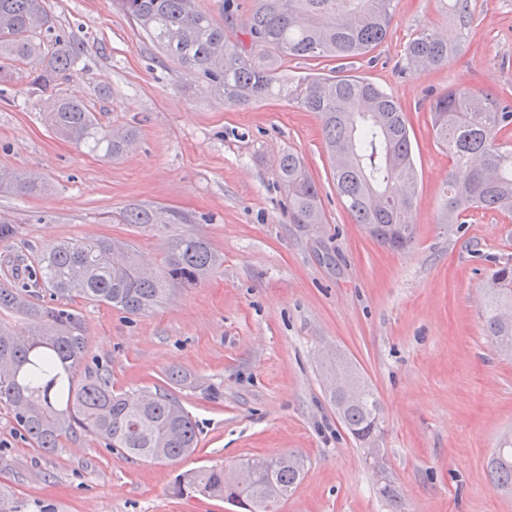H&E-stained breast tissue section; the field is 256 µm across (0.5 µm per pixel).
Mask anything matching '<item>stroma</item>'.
Returning a JSON list of instances; mask_svg holds the SVG:
<instances>
[{"mask_svg": "<svg viewBox=\"0 0 512 512\" xmlns=\"http://www.w3.org/2000/svg\"><path fill=\"white\" fill-rule=\"evenodd\" d=\"M45 4L57 33L82 51L53 93L84 102L103 132L135 127L137 140L120 158L102 157L47 126L45 96L27 76L0 91V166L44 185L35 195L0 189V214L20 226L0 242V281L41 294L11 257L32 265L48 244L83 238L127 239L156 267L174 238L191 234L222 263L140 316L76 305L85 363L107 370L114 390H151L181 371L169 391L197 425L195 453L137 461L84 432L44 453L0 406V487L20 512H236L173 495L176 476L285 452L302 455L306 473L279 512H512L488 469L512 434V357L487 336L482 299L495 265L512 256V222L474 211L454 229L440 224L451 161L428 113L453 87L512 92V0H476L461 52L435 69L408 67L405 49L423 28L454 32L444 0H398L392 35L349 66L393 96L409 123L416 239L400 252L353 223L314 113L280 98L242 107L209 95L116 0ZM287 150L320 188V227L288 221L276 165ZM132 205L164 210L170 222L119 223ZM332 350L380 402L378 445L399 508L377 496L367 451L329 400L322 362Z\"/></svg>", "mask_w": 512, "mask_h": 512, "instance_id": "obj_1", "label": "stroma"}]
</instances>
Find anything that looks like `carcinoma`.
Returning a JSON list of instances; mask_svg holds the SVG:
<instances>
[{
	"mask_svg": "<svg viewBox=\"0 0 512 512\" xmlns=\"http://www.w3.org/2000/svg\"><path fill=\"white\" fill-rule=\"evenodd\" d=\"M124 13L161 50L189 73L207 80L210 91L234 106H248L277 95L315 113L321 125L336 192L352 221L378 245L404 250L415 238L406 212L416 196L417 174L406 115L392 96L355 75H305L290 82L281 73L290 58L336 60L343 64L365 55L389 37L397 0H253L241 38L230 42L233 0H224V23L202 11L196 0H119ZM448 10L465 30L473 0H449ZM460 44L427 28L409 42L408 64L436 68L448 63ZM80 57L78 45L56 33L42 0H0V83L13 79L14 63L28 66L32 89L43 91L65 78ZM436 143L452 165L446 182L441 223L457 224L471 210H491L512 217V97L450 88L430 103ZM60 137L88 146L107 158L124 154L135 139L101 133L86 105L53 99L45 112ZM277 176L287 192L292 224H321L319 188L304 159L293 151L281 155ZM0 188L39 193L35 177L21 180L0 167ZM121 222L165 224L163 211L131 207ZM221 262L209 243L197 236L177 238L159 274H139L142 259L122 239L103 237L63 241L48 246L34 275L53 298L45 302L29 290L0 283V405L12 411L17 426L41 451L53 452L67 435L79 431L118 448L135 459L176 460L194 452L196 425L182 405L158 387L155 391L115 392L97 371L76 377L85 358L82 317L73 303L105 304L142 315L157 306L173 286H195ZM486 331L498 348L512 349V261L492 272L485 288ZM360 399L343 405L330 389L345 428L363 444L381 432L380 404L365 384ZM224 466L199 467L177 476L174 495L220 498L242 512H276L264 495L275 482L288 496L305 473L303 457L273 469L252 471L249 489L228 484ZM496 491L512 495V435L504 438L489 461Z\"/></svg>",
	"mask_w": 512,
	"mask_h": 512,
	"instance_id": "obj_1",
	"label": "carcinoma"
}]
</instances>
